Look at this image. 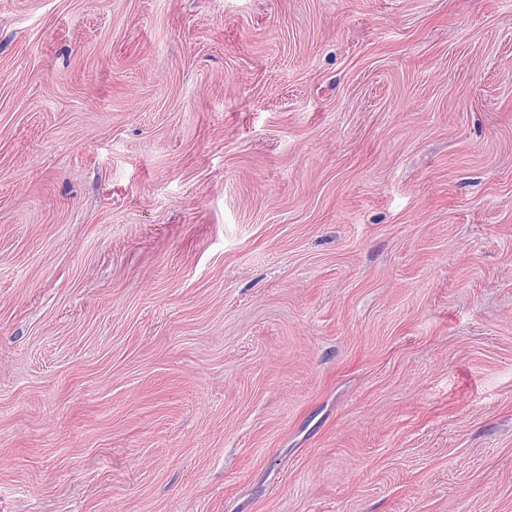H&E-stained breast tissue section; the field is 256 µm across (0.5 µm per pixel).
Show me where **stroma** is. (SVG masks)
Masks as SVG:
<instances>
[{
  "label": "stroma",
  "mask_w": 512,
  "mask_h": 512,
  "mask_svg": "<svg viewBox=\"0 0 512 512\" xmlns=\"http://www.w3.org/2000/svg\"><path fill=\"white\" fill-rule=\"evenodd\" d=\"M0 512H512V0H0Z\"/></svg>",
  "instance_id": "35a3bbf8"
}]
</instances>
